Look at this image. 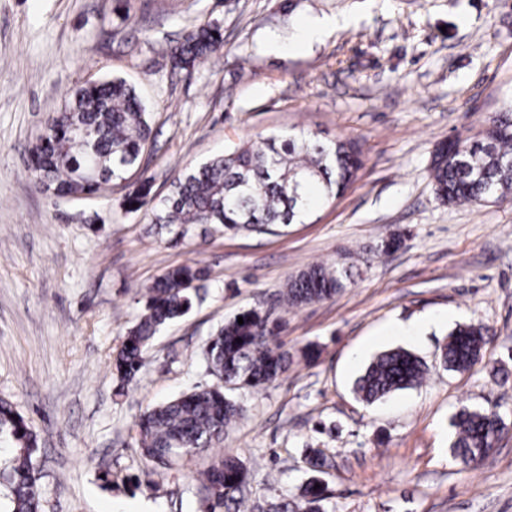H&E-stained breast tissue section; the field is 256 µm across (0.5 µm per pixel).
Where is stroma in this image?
<instances>
[{"instance_id":"35a3bbf8","label":"stroma","mask_w":512,"mask_h":512,"mask_svg":"<svg viewBox=\"0 0 512 512\" xmlns=\"http://www.w3.org/2000/svg\"><path fill=\"white\" fill-rule=\"evenodd\" d=\"M333 17L348 23L270 50ZM203 23L223 49L174 69L172 47ZM113 75L153 114L144 172L103 196L39 192L28 160L48 117ZM510 100L512 0H0V399L39 436L42 512H201L196 476L213 453L156 474L134 437L148 408L213 384L207 339L253 307L281 324L288 369L235 392L242 412L217 450L242 461L250 503L298 502L313 447L327 457L326 512H512V197L448 206L430 176L438 143L479 135ZM300 128L363 154L356 182L306 223L174 246L149 209L122 206L141 176L161 197L187 167ZM393 233L403 243L384 252ZM191 261L209 267L203 301L121 385L113 356L145 287ZM316 263L351 278L330 299L278 307ZM423 320L418 340L384 335ZM469 324L488 331L480 360L444 369L442 346ZM396 347L424 361L423 383L363 404L354 380ZM465 407L497 410L509 430L474 469L450 451Z\"/></svg>"}]
</instances>
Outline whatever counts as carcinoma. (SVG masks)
Returning a JSON list of instances; mask_svg holds the SVG:
<instances>
[{
    "instance_id": "carcinoma-1",
    "label": "carcinoma",
    "mask_w": 512,
    "mask_h": 512,
    "mask_svg": "<svg viewBox=\"0 0 512 512\" xmlns=\"http://www.w3.org/2000/svg\"><path fill=\"white\" fill-rule=\"evenodd\" d=\"M224 46L220 30L201 24L171 50L174 67L192 72L196 63ZM151 113L135 86L120 77L77 87L68 102L52 113L33 148L30 171L37 187L55 196L95 195L140 165L151 137ZM362 165L355 140L322 142L303 130L282 137L245 141L185 170L157 200L150 178L124 203L127 211L151 210L152 223L176 242L205 234L215 226L264 233L272 225L303 222L312 208L336 198L354 181ZM434 193L443 204H479L512 196V102L506 104L479 137L458 138L436 149L431 163ZM137 207H131V204ZM348 270L314 264L288 280L285 306L298 307L333 296ZM208 270L193 261L164 271L143 294L144 307L113 358L121 383L136 380L145 366L144 351L160 328L192 309ZM243 324H238V318ZM280 326L270 312L252 308L224 322L207 343L206 364L226 384L260 389L288 367L281 350ZM242 342H236V339ZM486 344L482 328L467 326L450 335L443 363L457 371L473 366ZM423 361L403 348L376 356L355 382L358 398L372 404L422 383ZM241 411L221 387H195L141 416L136 452L153 469L166 470L184 455L204 452L224 442ZM451 452L474 468L493 452L508 432L494 411H462L454 421ZM0 439L9 448L0 455V512H40L35 457L38 435L13 404L0 400ZM247 474L235 458L214 462L197 478L204 512L244 505ZM304 512H323L326 488L310 478L300 488Z\"/></svg>"
}]
</instances>
